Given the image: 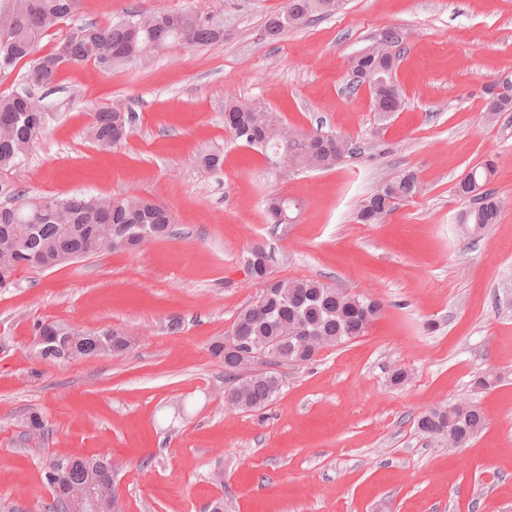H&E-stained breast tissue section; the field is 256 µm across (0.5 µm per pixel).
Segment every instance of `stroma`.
Instances as JSON below:
<instances>
[{
    "instance_id": "stroma-1",
    "label": "stroma",
    "mask_w": 512,
    "mask_h": 512,
    "mask_svg": "<svg viewBox=\"0 0 512 512\" xmlns=\"http://www.w3.org/2000/svg\"><path fill=\"white\" fill-rule=\"evenodd\" d=\"M285 3L84 0L37 55L71 26L130 7L223 19L224 39L111 70L65 65L47 86H25L26 59L0 74V96L30 91L51 114L22 163L0 170V206L21 191L135 196L175 221L173 236L136 251L22 268L0 288V512H51L50 465L99 455L111 458L121 512H211L218 500L224 512H512V112L485 114L489 88L512 81V0H346L268 36ZM390 29L402 38L404 106L380 117L367 89L347 86L356 56ZM231 99L261 100L288 126L358 152L284 173L225 130ZM113 106L129 110L130 130L102 148L87 128ZM215 146L224 163L209 170L200 157ZM489 157L499 220L473 240L454 186ZM407 171L422 193L384 223H358L360 202ZM274 197L301 201L294 223H268ZM256 245L272 277L314 279L382 310L363 336L281 366L274 399L241 411L224 402L211 348L256 296L244 269ZM49 321L132 343L44 362L36 326ZM488 371L501 381L475 389ZM460 401L486 419L469 443L417 431L420 415ZM34 412L45 437L26 435Z\"/></svg>"
}]
</instances>
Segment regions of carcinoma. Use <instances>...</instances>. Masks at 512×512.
Here are the masks:
<instances>
[{
    "mask_svg": "<svg viewBox=\"0 0 512 512\" xmlns=\"http://www.w3.org/2000/svg\"><path fill=\"white\" fill-rule=\"evenodd\" d=\"M82 0H14L11 19L5 32H0V74L35 53L43 35L63 20L72 18ZM344 0H287L286 9L267 27L270 36L287 28H297L316 17L336 14ZM82 35L69 34L55 50L43 56L45 69L42 84H50L64 65L89 62L100 67L132 64L178 44L185 47L211 44L224 39V23L203 20L189 12L144 14L129 10L107 25H80ZM400 36L388 31L383 42L357 56L358 71L349 88L356 91L371 76L369 87L377 112H398L403 99L395 83V70ZM486 112L493 118L501 112H512V92L504 95L490 92ZM49 113L28 95L0 97V169L19 165L31 146L44 132ZM129 114L120 107L97 113L88 128L89 138L99 146H110L123 140L128 132ZM224 128L244 145L258 148L267 158L277 161L288 157V167L330 169L342 158L357 152L353 143L319 131L290 129L279 121L276 113L259 101L230 100L224 105ZM495 166L487 160L470 169L456 184L455 193L470 201L471 207L460 216V224L468 236L479 237L488 226L498 221L500 204L487 190ZM422 191L416 176L403 173L384 184L360 204L357 221L379 224L395 210L386 200L406 201ZM126 224H146L152 239L169 237L174 219L164 207L138 197L74 196L66 199L45 197L38 205L25 202L18 206L0 207V288L11 283L21 267L48 269L63 258L70 261L96 256L112 249L107 238ZM251 279L266 292L260 308L242 307L224 336L212 348L214 357L224 363L227 390L224 398L238 410L252 411L271 402L281 384L275 382L277 372L268 370L243 382L237 392L230 391L236 380L238 359L224 356V343L232 341L242 348L274 344L286 336H314L317 346L336 345L354 340L367 330L379 315V301L360 295H347L338 289L312 279H275L269 276L263 261L264 250L255 246ZM117 332L106 330L83 332L71 354L73 359L121 352ZM280 364L307 362L312 349L296 343H280ZM485 417L474 405L457 403L443 409H432L417 419L418 431L427 437H444L454 432L464 442L474 438L484 427ZM46 480L54 496L53 510L66 512L68 493L76 486L94 483L107 496L106 512H119L112 486V463L104 457L76 458L69 470L53 466Z\"/></svg>",
    "mask_w": 512,
    "mask_h": 512,
    "instance_id": "cac0c4a2",
    "label": "carcinoma"
}]
</instances>
